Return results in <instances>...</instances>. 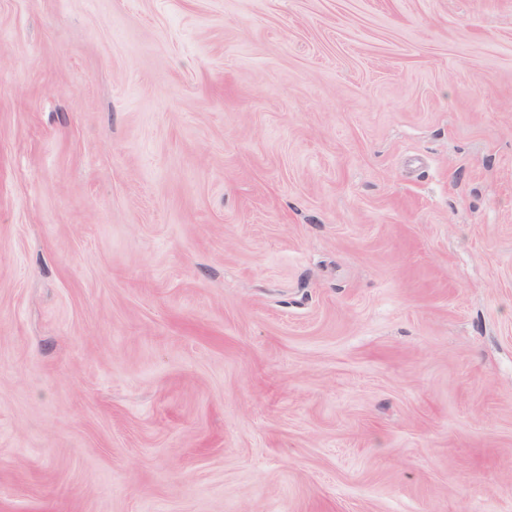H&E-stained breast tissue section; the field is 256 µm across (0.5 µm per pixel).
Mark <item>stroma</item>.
<instances>
[{"instance_id": "stroma-1", "label": "stroma", "mask_w": 512, "mask_h": 512, "mask_svg": "<svg viewBox=\"0 0 512 512\" xmlns=\"http://www.w3.org/2000/svg\"><path fill=\"white\" fill-rule=\"evenodd\" d=\"M0 512H512V0H0Z\"/></svg>"}]
</instances>
